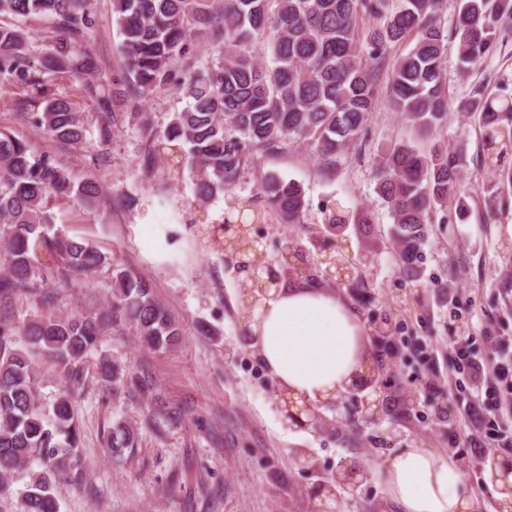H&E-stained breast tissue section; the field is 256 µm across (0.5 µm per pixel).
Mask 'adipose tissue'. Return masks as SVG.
Wrapping results in <instances>:
<instances>
[{
    "mask_svg": "<svg viewBox=\"0 0 512 512\" xmlns=\"http://www.w3.org/2000/svg\"><path fill=\"white\" fill-rule=\"evenodd\" d=\"M252 342L278 389L300 405L338 396L366 371L359 316L316 282L272 289L248 323ZM398 512H480L460 461L414 441L371 473Z\"/></svg>",
    "mask_w": 512,
    "mask_h": 512,
    "instance_id": "1",
    "label": "adipose tissue"
}]
</instances>
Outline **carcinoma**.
Listing matches in <instances>:
<instances>
[{
    "label": "carcinoma",
    "mask_w": 512,
    "mask_h": 512,
    "mask_svg": "<svg viewBox=\"0 0 512 512\" xmlns=\"http://www.w3.org/2000/svg\"><path fill=\"white\" fill-rule=\"evenodd\" d=\"M445 0H112L122 37L125 69L101 73L89 40L95 27L92 0H0V109L22 112L31 126L54 143L37 150L27 140L0 130V306L30 294L48 307L52 283L89 275L107 257L83 238L49 236L60 202L76 199L91 207L102 196L98 182H74L58 162L57 148H77L84 138L83 105L107 121L157 94L180 89L188 105L156 131L141 125L151 147L145 169L160 152L170 172L180 173L179 155L190 162L195 194L207 202L234 188L257 152H278L305 142L327 170L336 169L350 146L365 133L377 103L380 65L394 47L414 38L399 58L389 100L426 138L438 134L450 109L444 60L448 38L456 43L461 73L495 47L501 24L512 19V0H459L452 28L442 24ZM372 24L365 25V20ZM206 40L216 54L196 69V42ZM262 40L273 66L245 47ZM484 132L481 163L498 179L484 204L512 192V104L484 96L464 105ZM467 155L460 145L436 143L421 152L395 142L375 160V193L392 224L399 272L408 282L422 276L427 225L457 195L459 220L468 217L458 194ZM260 198L281 224H301L309 206L299 184L269 173ZM325 232L347 224L367 237L376 225L374 209L345 213L321 206ZM45 247L41 263L34 244ZM280 283L301 279L297 247L285 248ZM133 328L142 344L163 351L183 336L181 325L155 299L148 284L126 268H112V302L101 314L67 319L46 316L24 324L0 312V485L28 470L21 512H59L54 485L82 476L81 426L76 412L82 385L80 365L109 327ZM63 368L68 384L50 405L51 418L36 399L39 372L17 338ZM98 374L112 389L149 395L152 383L110 357L99 359ZM106 447L114 457L132 454L137 434L125 420L112 423Z\"/></svg>",
    "instance_id": "obj_1"
}]
</instances>
